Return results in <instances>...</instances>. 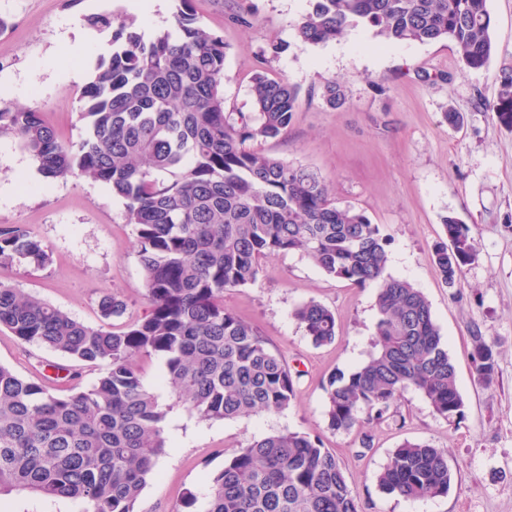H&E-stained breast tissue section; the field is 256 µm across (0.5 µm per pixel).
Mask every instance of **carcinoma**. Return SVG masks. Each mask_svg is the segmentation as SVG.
Wrapping results in <instances>:
<instances>
[{
    "label": "carcinoma",
    "instance_id": "carcinoma-1",
    "mask_svg": "<svg viewBox=\"0 0 512 512\" xmlns=\"http://www.w3.org/2000/svg\"><path fill=\"white\" fill-rule=\"evenodd\" d=\"M192 0H179L171 27L146 39L112 13L86 18L110 34L79 97L85 122L77 143L61 138L36 106H0V137L17 139L48 180L83 176L125 201L143 269L147 314L115 332L92 327L37 295L0 283V327L86 367L106 366L88 388L56 395L0 364V496L71 498L83 512H136L168 447L166 410L137 358L165 361L161 383L204 420L283 411L296 397L286 360L258 327L224 308V291L254 285L264 263L303 252L327 276L375 289L376 339L368 359L327 380V428L349 433L397 414L410 389L439 417L465 414L456 366L425 295L387 273L389 238L360 210L336 203L314 171L267 153L257 143L288 134L299 90L264 68L249 88L254 111L228 112L224 37L199 24ZM488 0H309L295 24L304 43L321 44L364 27L389 41L446 39L460 68L480 70L493 53ZM327 106L345 101L332 79ZM434 262L446 284L474 262L468 225L443 220ZM51 262L28 227L0 225V267ZM102 320L126 302L101 295ZM293 316L313 345L336 339L332 310L309 301ZM478 380L496 377L491 343L472 330ZM448 455L405 442L377 475L379 489L406 500L445 496ZM207 512H359L339 458L319 436L283 431L235 451L211 476Z\"/></svg>",
    "mask_w": 512,
    "mask_h": 512
}]
</instances>
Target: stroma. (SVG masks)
I'll return each mask as SVG.
<instances>
[{"instance_id":"stroma-1","label":"stroma","mask_w":512,"mask_h":512,"mask_svg":"<svg viewBox=\"0 0 512 512\" xmlns=\"http://www.w3.org/2000/svg\"><path fill=\"white\" fill-rule=\"evenodd\" d=\"M249 24L232 18L238 0H193L205 28L223 34L224 98L238 112L252 109L250 78L269 42L286 49L269 58L271 76L299 90L288 135L262 142L263 150L316 171L338 203L365 213L390 239L391 275L427 296L457 367L465 401L462 419L433 413L416 391L398 404L395 421L334 434L327 428L325 385L336 370L362 362L376 331L375 293L325 275L301 253L268 261L256 284L224 293V306L255 323L269 348L301 373L296 398L280 412L205 421L177 402L162 385L157 356L141 358L145 380L166 406L168 449L144 488L138 512H206L208 481L235 450L281 432L320 435L339 457L361 512H512V122L499 119L503 80L512 75V0H488L494 51L487 67L461 71L453 45L385 43L357 28L327 44H307L294 31L307 0H250ZM125 13L124 0H0V101L34 105L67 141L84 134L76 108L101 54L100 33L88 16ZM78 54H71V47ZM344 87L346 102L328 108L321 90L329 79ZM459 113L449 124L446 115ZM455 216L475 238L477 255L451 288L433 262L445 237L443 219ZM23 224L52 252L49 267L0 268V282L40 296L75 319L101 323L99 296L113 292L127 311L113 331L141 318L143 270L124 203L103 184L80 176L50 181L20 143L0 138V225ZM316 301L336 315L333 344L317 347L293 316ZM493 344L497 364L492 388L479 384L472 364V330ZM69 359L19 342L0 328V363L23 377L46 380L66 393L56 366ZM371 437L361 451L362 434ZM448 451L452 484L447 495L408 501L380 491L377 473L404 441ZM78 500L11 494L0 512H82Z\"/></svg>"}]
</instances>
